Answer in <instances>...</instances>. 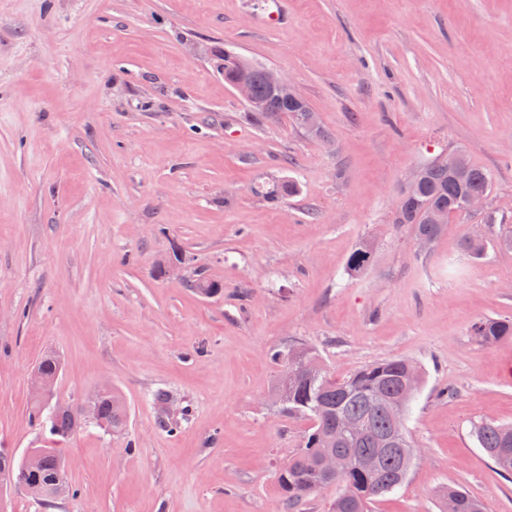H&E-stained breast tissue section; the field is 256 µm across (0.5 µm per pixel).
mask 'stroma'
<instances>
[{"instance_id": "obj_1", "label": "stroma", "mask_w": 512, "mask_h": 512, "mask_svg": "<svg viewBox=\"0 0 512 512\" xmlns=\"http://www.w3.org/2000/svg\"><path fill=\"white\" fill-rule=\"evenodd\" d=\"M225 47L288 77L328 141L251 117L212 65ZM457 148L512 225V0H279L274 21L264 0H0V448L51 445L27 418L47 353L59 402L108 384L129 413L125 434L64 443L72 491L51 510L6 484L7 512H332L335 486L291 506L276 482L309 428L269 402L271 354L296 343L340 378L425 371L419 453L373 512H440L448 486L512 512L472 434L512 423V338L471 332L512 318V250L479 212L425 248L392 221L413 171ZM283 180L296 193L267 200ZM200 271L222 296L186 288ZM157 389L177 432L155 425ZM475 336L485 343L498 342L512 336L511 319H482L472 326Z\"/></svg>"}]
</instances>
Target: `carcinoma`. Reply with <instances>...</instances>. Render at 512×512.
I'll return each mask as SVG.
<instances>
[{
	"label": "carcinoma",
	"mask_w": 512,
	"mask_h": 512,
	"mask_svg": "<svg viewBox=\"0 0 512 512\" xmlns=\"http://www.w3.org/2000/svg\"><path fill=\"white\" fill-rule=\"evenodd\" d=\"M262 67L253 70L254 94L264 101L266 111L254 117L276 122L288 115L292 123L308 136L324 140L327 133L317 116L307 121L303 113L295 112L285 97L270 94L261 76ZM494 184L493 173L464 159L463 173L458 175L429 161L420 166V178L410 195L397 207V223L411 224L416 233L431 241L444 232V225L425 222L424 212L441 210L447 217L465 213L463 200L469 195H488ZM296 185L291 181L275 182L265 191L272 202L295 194ZM371 252L360 246L350 255L347 270L351 275L364 272L369 266ZM188 287L205 298L223 293V284L202 274L189 281ZM475 336L485 343L498 342L512 336L511 319H482L472 326ZM280 370L272 384L273 404L286 414H299L311 421L298 453L288 460V469L277 473V483L282 495L292 505L313 492L332 484L343 485L349 498L336 500L332 512H372L379 498L392 492L391 486L405 482L411 467L413 445L406 430L409 405L420 389L423 375L415 376L411 368L415 363L407 358L394 357L362 367L350 375L338 378L321 363L318 354L305 346H291L274 354ZM43 374L52 380L59 377L61 360L55 354H46L37 363ZM412 385L415 391L399 397L400 388ZM158 409L156 425L172 432L179 428V421L165 412L169 395L164 391L153 394ZM94 408L97 424L113 434H123L128 421L127 405L115 390L99 395ZM42 397L35 395L29 408V420L46 429L52 441L62 443L72 436L73 418L78 407L67 404L43 417ZM347 421H360L363 432L351 439L336 434L338 426ZM401 435L405 451L385 450L387 439ZM473 436L494 461L497 469L512 474V426L492 422H479L473 426ZM37 464L27 466L5 448H0V475H8L14 485L27 487L39 485L47 489L42 498L43 506H54L55 495L50 482L65 463L60 448L37 449ZM333 453L343 460V470L337 475L325 473L320 459ZM456 500L457 512H486L483 502L462 490L446 488L439 493V501Z\"/></svg>",
	"instance_id": "1"
}]
</instances>
